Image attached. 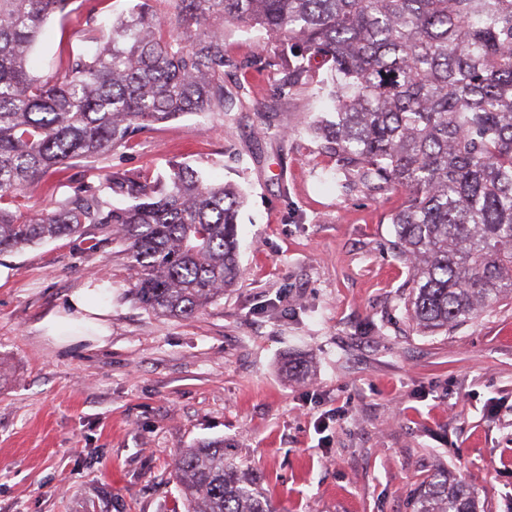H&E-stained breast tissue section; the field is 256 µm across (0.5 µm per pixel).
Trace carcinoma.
<instances>
[{"label": "carcinoma", "mask_w": 512, "mask_h": 512, "mask_svg": "<svg viewBox=\"0 0 512 512\" xmlns=\"http://www.w3.org/2000/svg\"><path fill=\"white\" fill-rule=\"evenodd\" d=\"M72 0H0V253L107 226L145 309L190 318L241 277L243 195L188 162L152 180L114 173L49 209L8 204L42 174L129 144L180 115L224 112V24L278 48L280 95L327 66L328 117L306 122L368 189L405 193L394 246L411 269L419 330L455 329L512 298V0H133L91 54L41 78L29 57ZM186 512H276L261 476L203 441L175 457ZM412 512H479L463 478L439 469Z\"/></svg>", "instance_id": "carcinoma-1"}]
</instances>
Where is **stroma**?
I'll list each match as a JSON object with an SVG mask.
<instances>
[{
    "mask_svg": "<svg viewBox=\"0 0 512 512\" xmlns=\"http://www.w3.org/2000/svg\"><path fill=\"white\" fill-rule=\"evenodd\" d=\"M51 18L32 66L88 49L128 0H75ZM254 31L224 26L242 61L235 105L154 125L129 147L37 179L11 207L39 212L112 172L188 161L246 194L244 274L188 319L141 307L121 244L62 237L0 254V512H184L180 449L223 440L255 466L281 512H412L436 467L470 482L485 512H512V299L450 334L410 320V269L393 248L401 192L355 184L304 130L326 101L312 81L278 97ZM80 290L108 311L103 341L42 328ZM306 360L302 376L282 368Z\"/></svg>",
    "mask_w": 512,
    "mask_h": 512,
    "instance_id": "stroma-1",
    "label": "stroma"
}]
</instances>
